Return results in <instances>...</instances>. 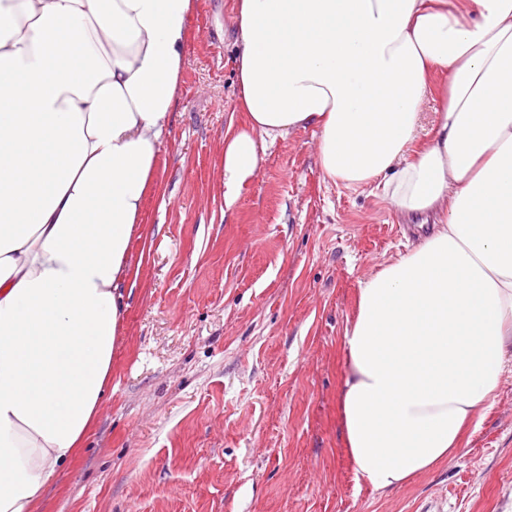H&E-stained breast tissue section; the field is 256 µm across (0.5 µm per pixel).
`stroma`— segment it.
<instances>
[{
	"mask_svg": "<svg viewBox=\"0 0 512 512\" xmlns=\"http://www.w3.org/2000/svg\"><path fill=\"white\" fill-rule=\"evenodd\" d=\"M189 28L110 381L41 512H512V374L452 460L383 494L356 480L345 327L417 239L380 189L326 179L311 128L268 145L225 212L234 0H195Z\"/></svg>",
	"mask_w": 512,
	"mask_h": 512,
	"instance_id": "obj_1",
	"label": "stroma"
}]
</instances>
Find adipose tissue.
<instances>
[{
  "instance_id": "obj_1",
  "label": "adipose tissue",
  "mask_w": 512,
  "mask_h": 512,
  "mask_svg": "<svg viewBox=\"0 0 512 512\" xmlns=\"http://www.w3.org/2000/svg\"><path fill=\"white\" fill-rule=\"evenodd\" d=\"M194 0H0V512H38L112 371L128 247L173 110ZM245 128H315L318 162L433 229L359 284L342 432L387 492L458 452L512 373V0H235ZM448 77L415 149L432 73Z\"/></svg>"
}]
</instances>
